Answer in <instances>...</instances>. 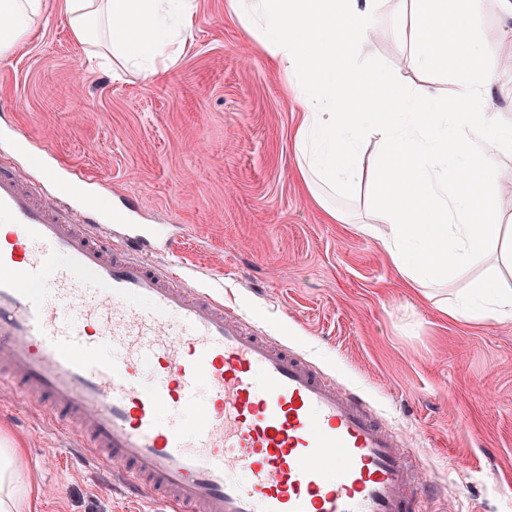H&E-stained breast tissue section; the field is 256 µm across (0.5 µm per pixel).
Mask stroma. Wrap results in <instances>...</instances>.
<instances>
[{
	"mask_svg": "<svg viewBox=\"0 0 512 512\" xmlns=\"http://www.w3.org/2000/svg\"><path fill=\"white\" fill-rule=\"evenodd\" d=\"M194 38L153 80L87 68L61 15L0 62V151L21 173L123 216L167 225L178 265L263 336L305 353L395 428L419 460V512H512V321L443 312L463 283L406 288L378 242L333 224L310 200L294 155L300 114L227 0H195ZM376 66L417 79L393 29ZM81 169L92 185L65 177ZM0 439L21 451L37 512H157L70 452L72 437L0 384Z\"/></svg>",
	"mask_w": 512,
	"mask_h": 512,
	"instance_id": "1",
	"label": "stroma"
}]
</instances>
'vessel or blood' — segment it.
Here are the masks:
<instances>
[{"instance_id":"obj_1","label":"vessel or blood","mask_w":512,"mask_h":512,"mask_svg":"<svg viewBox=\"0 0 512 512\" xmlns=\"http://www.w3.org/2000/svg\"><path fill=\"white\" fill-rule=\"evenodd\" d=\"M46 200L0 162V383L165 512H416L409 454L301 353L177 267L162 224Z\"/></svg>"}]
</instances>
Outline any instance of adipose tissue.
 Returning <instances> with one entry per match:
<instances>
[{
    "mask_svg": "<svg viewBox=\"0 0 512 512\" xmlns=\"http://www.w3.org/2000/svg\"><path fill=\"white\" fill-rule=\"evenodd\" d=\"M265 56L284 73L302 114L295 149L305 177L318 188L356 199L371 186L376 210L363 233L379 236L399 275L418 287L460 278L456 312L512 320V225L495 210L502 158H512V119L494 97L498 46L456 24L449 43L442 18L457 0H229ZM74 38L88 62L106 57L112 76L129 70L147 78L176 62L192 38L193 0H62ZM48 20L47 0H0V60ZM398 24L422 49L421 71L442 64L451 94L407 82L370 61L368 46L384 26ZM482 135L485 151L474 148ZM376 138L380 163L361 167L359 149ZM387 225L380 233L379 225ZM15 451L0 448V512H34L33 490L14 484Z\"/></svg>",
    "mask_w": 512,
    "mask_h": 512,
    "instance_id": "ef3b65f1",
    "label": "adipose tissue"
}]
</instances>
